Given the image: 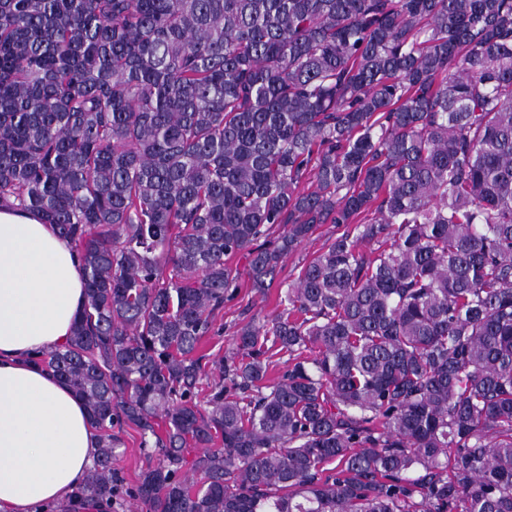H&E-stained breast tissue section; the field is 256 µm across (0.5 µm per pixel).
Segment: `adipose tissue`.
Wrapping results in <instances>:
<instances>
[{
    "instance_id": "1",
    "label": "adipose tissue",
    "mask_w": 512,
    "mask_h": 512,
    "mask_svg": "<svg viewBox=\"0 0 512 512\" xmlns=\"http://www.w3.org/2000/svg\"><path fill=\"white\" fill-rule=\"evenodd\" d=\"M84 298L68 240L38 212L1 206L0 512L67 502L96 456L84 402L34 362L67 343Z\"/></svg>"
}]
</instances>
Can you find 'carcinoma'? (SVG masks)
<instances>
[{
  "label": "carcinoma",
  "instance_id": "obj_1",
  "mask_svg": "<svg viewBox=\"0 0 512 512\" xmlns=\"http://www.w3.org/2000/svg\"><path fill=\"white\" fill-rule=\"evenodd\" d=\"M2 201L85 277L36 362L98 452L44 512H512V0H0ZM319 224L210 380L228 260L263 296ZM334 224H319L313 235L296 247L283 261L282 271L276 282L270 288L267 298L255 294L251 288V278L246 259L241 256L233 258L229 264L237 272L239 293L232 301L224 303V308L215 314V328H220V336H210L203 344V350L211 354V358L222 357L232 351V334L241 324L255 318L258 323L264 316L273 314L281 309L279 304L280 291L284 292L294 280L300 268L316 255L331 237L342 232ZM120 438L123 444L120 448L122 454L118 468L126 483L134 484L138 480L140 472L146 467L148 458L140 447L141 435L137 431L126 429L120 434Z\"/></svg>",
  "mask_w": 512,
  "mask_h": 512
}]
</instances>
